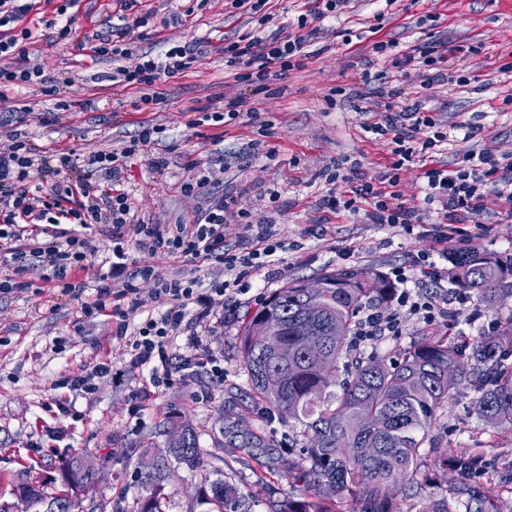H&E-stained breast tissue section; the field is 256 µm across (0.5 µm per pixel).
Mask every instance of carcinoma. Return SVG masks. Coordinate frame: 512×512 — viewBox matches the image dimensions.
Segmentation results:
<instances>
[{
    "mask_svg": "<svg viewBox=\"0 0 512 512\" xmlns=\"http://www.w3.org/2000/svg\"><path fill=\"white\" fill-rule=\"evenodd\" d=\"M450 282L492 303L502 289H512V258L492 252L465 251L450 258ZM325 288L308 293L304 281L292 279L278 289L244 323L239 358L248 377V397L265 413L279 415L301 428L302 442L288 440L285 467L291 491L276 512H499L501 493L512 490V462L497 464L478 448L448 452L432 435L452 400L444 385L448 371L457 383L476 392L473 410L491 426H512V319L492 334L465 339L448 333L423 336L396 359L362 358L352 352L354 325L361 309L385 302L393 285L378 272L336 269L320 276ZM297 349L321 344L287 363L269 357L268 333ZM179 440L169 441V455L194 470L201 463L198 434L167 417ZM239 447L274 448L255 433ZM149 478L142 486L140 512H163L168 463L142 457ZM452 471L456 479L436 498L424 492L421 470ZM493 470L497 481L474 478ZM49 473L28 472L11 494L26 497L31 512H124L120 502L86 499L96 472L74 455ZM336 485V497L323 487ZM206 512H239L238 487L217 480L195 488Z\"/></svg>",
    "mask_w": 512,
    "mask_h": 512,
    "instance_id": "1",
    "label": "carcinoma"
}]
</instances>
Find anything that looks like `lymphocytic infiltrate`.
Here are the masks:
<instances>
[{
  "label": "lymphocytic infiltrate",
  "mask_w": 512,
  "mask_h": 512,
  "mask_svg": "<svg viewBox=\"0 0 512 512\" xmlns=\"http://www.w3.org/2000/svg\"><path fill=\"white\" fill-rule=\"evenodd\" d=\"M357 0H318L317 7L299 15L296 22L264 36L224 44L227 66L236 70L234 78L265 88L267 80L294 67H302L312 57L321 26L325 20L340 23L354 11ZM36 0H0V89L29 84L42 85L47 95L58 97L59 110H69L61 100L64 87L73 84L72 76L46 74L34 61L35 43L31 29L23 19L33 11ZM140 19L125 26L97 33L94 51L111 58L115 64L113 83L138 91L141 106L161 104L158 83L183 74L202 58L206 49L198 42L175 43L157 52L141 49L134 37ZM344 42H351L352 29L342 27ZM372 49L392 68L400 72L424 71L423 89L443 81L445 70L460 71V83H469L466 71L468 54L460 45L445 39L426 40L402 51L396 41L374 42ZM385 71L364 72L362 81L370 96L369 117L361 124L372 139H389L393 160L388 171L377 181L351 186L348 198L337 197L334 185L339 172L328 173L329 185L321 206L330 212L345 210L365 212L370 223L392 228L422 223L418 209L406 206L399 190L400 172L406 163L419 155L433 153L445 144L450 134L422 102L399 106L404 89H385ZM24 115L9 112L0 115V129L9 131L7 144H0V253L9 255L15 273L36 271L40 280L52 287L72 293L81 301V317L88 320L112 313L116 319L114 335L123 340L134 369H149L153 386L173 382L169 367V344L178 336L196 328L209 317L230 287L241 285L245 278L274 263L277 251L286 243L279 236L274 220H252L248 210L240 208L228 195L210 192L212 168H202L184 181L181 190L187 195H204L207 206L200 219L186 223L147 224L138 221L132 198L122 182L127 161L133 156H148L154 167L164 161L154 149L167 139L161 125H142L129 143L118 150L100 151L91 156L84 177L73 178L77 160L71 151L59 148L41 151L29 143L18 125ZM425 204L441 206L444 219L460 214L480 215L488 200H496L512 217V177L500 174L499 162L488 150L458 154L454 162L437 164L425 171ZM54 226L52 242L35 247L24 244L29 229ZM110 226V251L107 272L101 273V286L93 302L83 301L86 288L83 274L95 265V250L88 232L92 226ZM237 229V249L226 248L228 229ZM153 258L199 259L224 272V281L204 287L201 280L175 276L159 277L154 266L143 264L141 255ZM403 289L397 297L398 307L389 315L369 313L356 322L357 340H378L396 335L403 318L417 317L431 321L439 317L456 322L459 309L448 300H421L409 291L406 273L398 275ZM150 283V291L136 288V281ZM138 323H131V315Z\"/></svg>",
  "instance_id": "1"
}]
</instances>
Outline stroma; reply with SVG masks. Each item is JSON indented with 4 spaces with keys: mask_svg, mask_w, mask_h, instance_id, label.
Segmentation results:
<instances>
[{
    "mask_svg": "<svg viewBox=\"0 0 512 512\" xmlns=\"http://www.w3.org/2000/svg\"><path fill=\"white\" fill-rule=\"evenodd\" d=\"M62 0H41L38 10L23 21L37 37L35 44L48 72L76 78L64 99L71 104L62 120L48 125L32 121L27 132L38 148L57 145L72 150L83 165L100 150L123 146L141 122L167 127L170 136L162 154L166 168L153 169L147 157L130 159L125 187L139 215L156 224L192 220L196 199L184 196L181 184L198 163L207 161L213 142H221L233 160L224 172V188L256 216L266 214L263 195L278 191V229L287 248L278 252L269 270L248 279L249 291L226 300L218 312L220 323H206L197 335L181 336L168 347L174 367L191 363L192 373L173 386L144 387L140 372L128 371L129 357L112 335V319L100 316L78 323L77 304L59 288H21L0 295V502H13L10 485L32 467L60 465L83 455L98 471L89 495L122 497L126 512H137V498L147 476L140 463L143 446L164 453V422L169 412L200 434L204 465L189 471L170 465L164 512H200L193 499L195 486L223 479L236 484L244 512H273L274 502L287 497L288 480L269 470L262 456L224 444L220 410L241 414L252 431L278 441L295 434L282 420H268L251 406L247 376L239 361V336L250 316L289 280L308 281L337 268L377 270L391 274L403 267L415 276L417 295L466 296L464 313L456 323L462 335L488 333L512 318V296L489 307L475 295L448 281L447 254L473 248L504 258L512 257V220L486 211L463 224H444L446 243H438L427 224L391 228L372 224L364 214H331L319 207L326 190L319 173L340 168L344 179L336 191L346 194L350 179H374L390 165L391 146L369 139L360 126L358 107L364 101V70L384 69L372 51L379 40L397 39L407 49L423 34L448 33L456 44L474 47L469 57L476 81L462 85L447 78L430 89V105L448 126L475 129L473 139H454L442 148L443 159L456 152L493 149L501 164L512 163V73L501 67L512 61V0H359L346 25L360 33L353 45L343 44L332 21H325V50L271 80L267 89L235 82L224 62V43L249 32L266 34L314 9L316 0H268L267 23L231 8L225 0H139L134 15L144 22L136 29L139 45L160 48L169 39L205 42L208 53L191 71L166 79L159 89L165 100L140 112L136 90L112 83V62L99 58L91 35L109 26L119 14L118 0H76L75 32L65 41L52 39L45 22ZM384 13L381 30L374 17ZM178 25H168L170 16ZM240 102L238 118L226 123L192 126L195 107L209 104L223 111L227 100ZM260 141L273 158L252 156L251 141ZM435 261L434 272H421L417 261ZM444 319L407 321L401 335L365 345L364 353L397 358L424 333L443 329ZM105 361L110 373L96 379L85 394L60 387L64 377ZM223 367L214 378L210 363ZM475 393L470 385L454 392L443 417L448 432L442 443L458 450L478 448L502 461H512V427L483 424L472 411Z\"/></svg>",
    "mask_w": 512,
    "mask_h": 512,
    "instance_id": "stroma-1",
    "label": "stroma"
}]
</instances>
